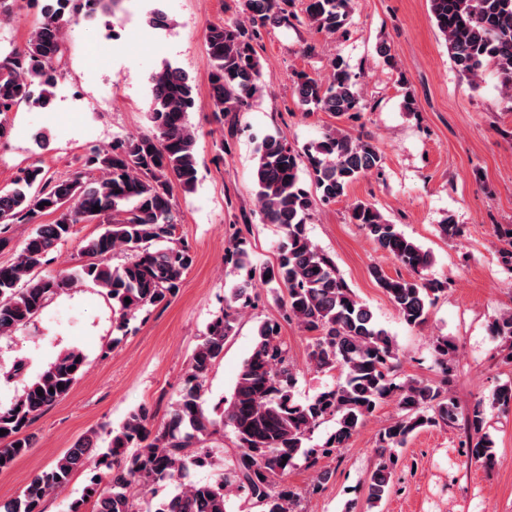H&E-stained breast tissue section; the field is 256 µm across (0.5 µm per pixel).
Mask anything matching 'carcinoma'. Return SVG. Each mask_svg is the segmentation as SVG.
<instances>
[{
    "mask_svg": "<svg viewBox=\"0 0 512 512\" xmlns=\"http://www.w3.org/2000/svg\"><path fill=\"white\" fill-rule=\"evenodd\" d=\"M25 43L0 51V137L8 132L7 117L21 105L46 108L53 98L57 65L64 52L67 27L98 13L110 15L119 0H54ZM294 0H243V18L213 23L206 29L210 64L211 108L224 124L262 91L263 73L255 45L275 26L290 25L298 15L288 7ZM434 24L443 36L455 70L469 81L492 68L504 94L512 100V0H428ZM303 12L317 32L332 37L345 33L351 0H305ZM332 78L297 74L295 92L302 105L353 119L365 109L360 84L339 57L330 60ZM151 100L147 131L112 142L95 151L88 163L100 172L87 179L79 173L50 175L41 166L20 170L14 188L0 191V250L8 247L15 224H37L16 260L0 266V335L30 322L52 296L78 283L90 282L112 300L115 329L123 331L135 314L174 298L193 263L189 247L175 238L173 186L187 193L198 180L197 131L189 120L195 107L188 75L169 64L150 72ZM306 169L323 203L345 196L359 177L381 172L383 155L369 137L332 128L301 150L287 137L267 135L256 148L254 184L261 220L281 228L277 262L256 267L246 250L236 246L235 262L249 269V279L231 288L222 312L207 326L195 348L188 375L169 418L156 427L147 409L128 413L108 431L107 447H98L97 434L85 436L56 462L36 475L22 494L0 503V512H43L45 499L65 485L73 471L97 455L106 471L91 479L69 512H227L225 491L244 494L248 508L258 512H295L299 497L283 485L298 455L309 465L346 447L360 426L381 403L391 400L398 415L377 436L375 463L365 478L366 502L377 508L393 487L398 449L422 428L463 423L471 458L486 468L496 463L485 432L486 414L476 405L464 418L445 379L439 385L398 380L396 347L371 309L348 286L334 259L309 238L307 221L313 197L301 178ZM45 206H40V203ZM100 210L93 211L94 207ZM377 247L408 268L410 279L388 276L379 266L370 274L383 289L401 319L423 325L441 282L424 277L430 254L368 203L350 213ZM96 222L102 231L80 241L82 264L72 272L42 274L59 242L76 224ZM125 261L111 265L115 253ZM276 283L282 290L283 320L309 334L308 364L318 372H338L336 384L300 402L295 388L301 370L281 341V323L263 320L242 362L226 400L221 421L203 408V382L224 356L244 309L254 306L249 292L254 278ZM130 302H125V299ZM491 338L508 349L512 360V311L488 325ZM444 372L456 345L437 336L431 345ZM85 355L67 351L45 367L9 407H0V471L10 468L33 447L26 429L44 410L68 394L85 368ZM64 388H58V385ZM43 395H38V392ZM492 404L512 406V383L498 386ZM336 430L319 448L305 447L311 433L326 420ZM231 429L236 448L220 478L192 481L195 468L210 465L218 424ZM175 486L161 495L159 489Z\"/></svg>",
    "mask_w": 512,
    "mask_h": 512,
    "instance_id": "carcinoma-1",
    "label": "carcinoma"
}]
</instances>
